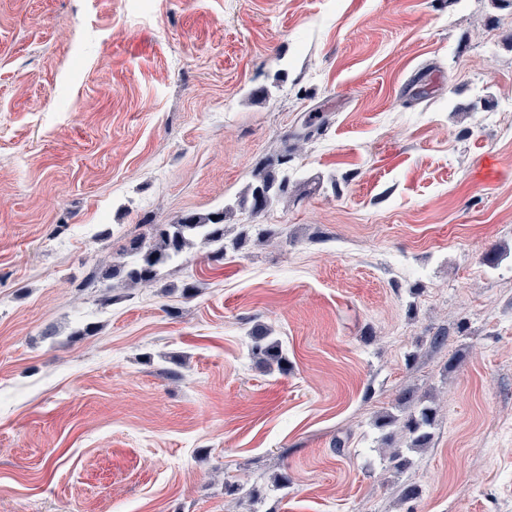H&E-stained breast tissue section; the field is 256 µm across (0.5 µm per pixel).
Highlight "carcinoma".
Masks as SVG:
<instances>
[{
    "instance_id": "cac0c4a2",
    "label": "carcinoma",
    "mask_w": 512,
    "mask_h": 512,
    "mask_svg": "<svg viewBox=\"0 0 512 512\" xmlns=\"http://www.w3.org/2000/svg\"><path fill=\"white\" fill-rule=\"evenodd\" d=\"M290 151L292 148L286 145L276 155V165L280 166V171L264 168L254 174L247 194L237 203L238 207L247 209L252 215L257 216L288 196L291 183L288 175ZM233 212L234 207L228 206L206 214H186L168 227L157 231L149 240H133L126 248V252L133 260L123 265L102 268L99 277H120L128 285L149 287L156 282L159 266L179 257L196 240L210 248L209 259L220 261L227 255L228 248L234 249L237 246V240L227 239L225 229V221ZM250 336L251 353L261 364L271 370H287L288 358L282 343L271 336L266 326H255ZM434 419L433 407L419 406L400 417L393 414L383 416L378 422V427L399 428L405 436L406 447L412 450L426 448L431 443Z\"/></svg>"
}]
</instances>
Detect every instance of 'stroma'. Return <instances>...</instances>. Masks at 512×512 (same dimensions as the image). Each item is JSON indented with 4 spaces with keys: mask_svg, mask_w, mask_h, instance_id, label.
<instances>
[{
    "mask_svg": "<svg viewBox=\"0 0 512 512\" xmlns=\"http://www.w3.org/2000/svg\"><path fill=\"white\" fill-rule=\"evenodd\" d=\"M228 205L224 260L99 279ZM0 512H512V0H0ZM325 120L315 123L311 119L306 121V129H311L304 135H297L296 142L291 148L288 146V136L284 140V147L276 155V164L269 163L267 167L280 166L281 173L272 169H261L254 174V179L249 186L248 192L237 203L239 208H248L252 216H257L271 208L275 203L280 202L288 196L289 185L291 183L288 175V159L290 151L295 150L298 143H307L312 138V132H319L325 124ZM252 339L251 353L261 364L270 370H287L288 358L279 339L271 336L264 325H256L249 333ZM435 413L431 406H419L401 417L386 414L379 420L378 427H398L405 436L406 447L410 450L427 448L433 437L430 429L434 423Z\"/></svg>",
    "mask_w": 512,
    "mask_h": 512,
    "instance_id": "stroma-1",
    "label": "stroma"
}]
</instances>
